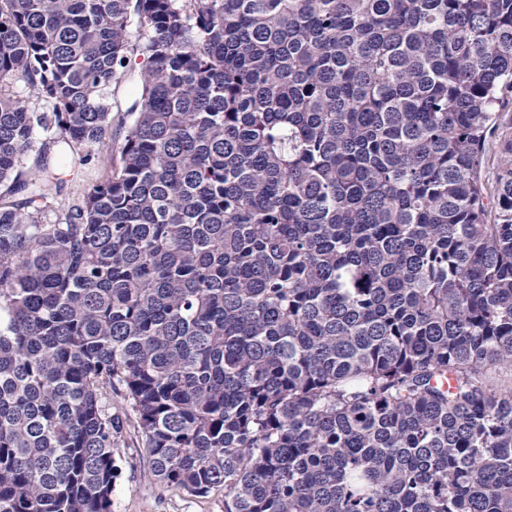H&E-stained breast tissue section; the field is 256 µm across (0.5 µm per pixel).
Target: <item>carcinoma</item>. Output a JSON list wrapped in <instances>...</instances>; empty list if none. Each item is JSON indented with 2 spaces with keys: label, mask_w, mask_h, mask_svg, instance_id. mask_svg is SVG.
<instances>
[{
  "label": "carcinoma",
  "mask_w": 512,
  "mask_h": 512,
  "mask_svg": "<svg viewBox=\"0 0 512 512\" xmlns=\"http://www.w3.org/2000/svg\"><path fill=\"white\" fill-rule=\"evenodd\" d=\"M509 95L512 0H0V512H111L114 394L224 512H512ZM130 62L125 76L118 84H113L108 95L109 128L106 136L93 147L94 161L86 166L71 165L58 172L64 181L60 195L50 201L47 218L52 220L55 213L79 205L88 188L96 181L111 174L110 161L130 122L128 109L138 97L141 58L129 53Z\"/></svg>",
  "instance_id": "carcinoma-1"
}]
</instances>
